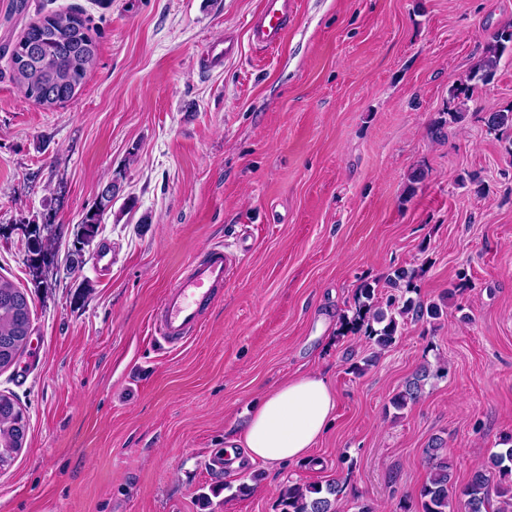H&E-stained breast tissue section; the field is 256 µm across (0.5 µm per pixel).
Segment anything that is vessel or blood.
I'll use <instances>...</instances> for the list:
<instances>
[{
	"label": "vessel or blood",
	"mask_w": 512,
	"mask_h": 512,
	"mask_svg": "<svg viewBox=\"0 0 512 512\" xmlns=\"http://www.w3.org/2000/svg\"><path fill=\"white\" fill-rule=\"evenodd\" d=\"M294 5L295 0H260L248 27L251 43L262 49H278L295 16ZM240 260L239 252L218 242L208 247L204 259L191 261L177 287L153 312L151 331L156 339L175 344L192 338L198 331L203 305L224 286Z\"/></svg>",
	"instance_id": "vessel-or-blood-1"
}]
</instances>
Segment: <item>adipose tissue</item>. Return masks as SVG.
<instances>
[{
	"label": "adipose tissue",
	"mask_w": 512,
	"mask_h": 512,
	"mask_svg": "<svg viewBox=\"0 0 512 512\" xmlns=\"http://www.w3.org/2000/svg\"><path fill=\"white\" fill-rule=\"evenodd\" d=\"M336 401L320 375L290 377L262 397L232 444L250 465L274 468L307 459L333 421Z\"/></svg>",
	"instance_id": "obj_1"
}]
</instances>
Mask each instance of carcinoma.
Segmentation results:
<instances>
[{
	"instance_id": "obj_1",
	"label": "carcinoma",
	"mask_w": 512,
	"mask_h": 512,
	"mask_svg": "<svg viewBox=\"0 0 512 512\" xmlns=\"http://www.w3.org/2000/svg\"><path fill=\"white\" fill-rule=\"evenodd\" d=\"M24 44L40 47L41 56L28 62L20 56ZM512 49V23L506 24L485 45L481 59L471 78L487 83L495 76L503 55ZM97 46L88 33L80 14L73 11L49 13L30 24L11 50L14 78L24 89L25 95L41 106H48L53 98L46 93L54 88L58 93L80 89L96 63ZM486 125L493 131L512 130V109L490 112ZM113 194L103 191L88 210L83 213L81 225L86 238L96 236L103 215L112 205ZM53 250L49 238H36L31 245V261L38 263ZM420 276V270L400 267L394 270L387 287L400 291L410 288ZM17 286L0 276V339L13 336L16 319L12 310L3 304V295ZM378 287L369 282L358 288L357 301L352 316L345 318V325L352 331H362L374 346V355L365 359L364 365L355 366L363 373L377 360V355L391 347L401 333L405 321H436L447 314V302H416L411 298L401 300L394 293L380 300ZM442 369L428 366L417 368L405 381L401 390L391 398L396 410H403L416 403L425 386L441 375ZM26 419L23 409L12 394L0 393V463L13 465L20 450L13 445L16 424ZM507 448L490 453L484 463L470 473L465 485L457 487L453 481V463L438 437L431 439L423 453L428 475L419 490L421 512H455L453 499L463 500L465 512H512V436L504 439ZM343 493V485L334 480L325 485L293 484L284 493V512H336V503Z\"/></svg>"
}]
</instances>
